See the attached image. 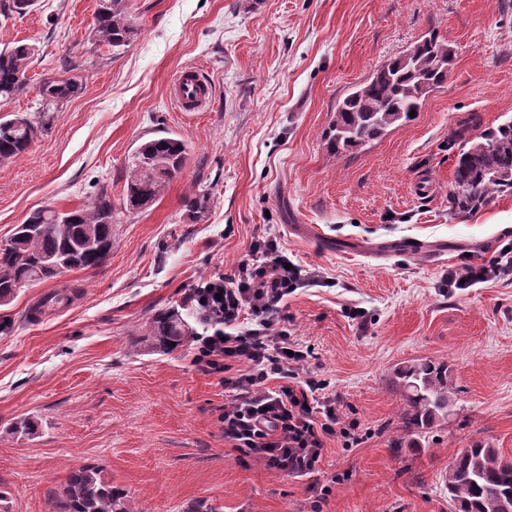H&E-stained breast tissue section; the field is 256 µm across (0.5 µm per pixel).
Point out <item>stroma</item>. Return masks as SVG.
Returning a JSON list of instances; mask_svg holds the SVG:
<instances>
[{
    "label": "stroma",
    "instance_id": "stroma-1",
    "mask_svg": "<svg viewBox=\"0 0 512 512\" xmlns=\"http://www.w3.org/2000/svg\"><path fill=\"white\" fill-rule=\"evenodd\" d=\"M137 29L120 54L90 41L97 0H37L0 17V49L35 44L26 90L0 115L34 113L37 88L74 63L79 93L22 157L0 164V242L39 207L70 210L107 192L144 141L187 144L181 174L146 210L112 228V256L21 288L1 308L0 494L9 512H48L67 472L92 464L136 512H451L442 474L473 442L512 458V270L461 290L449 269L497 263L512 245V195L454 215L455 158L472 130L512 117V0H126ZM455 51L447 81L420 112L341 157L324 142L335 106L426 33ZM185 68L212 85L201 112L178 111ZM475 127V128H476ZM426 178L431 192H416ZM208 190L190 219L185 196ZM271 235L320 272L288 298V331L313 355L298 370L329 383L352 448L327 441L318 473L294 478L238 457L217 417L224 388L192 350L155 351L153 313L200 277L233 274ZM78 290L68 306L31 310ZM448 365L454 411L416 439L401 430L395 371ZM39 424L16 433L22 419ZM329 494H321L322 486Z\"/></svg>",
    "mask_w": 512,
    "mask_h": 512
}]
</instances>
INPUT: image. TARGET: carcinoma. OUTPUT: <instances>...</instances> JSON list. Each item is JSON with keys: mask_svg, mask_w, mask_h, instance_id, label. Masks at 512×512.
I'll list each match as a JSON object with an SVG mask.
<instances>
[{"mask_svg": "<svg viewBox=\"0 0 512 512\" xmlns=\"http://www.w3.org/2000/svg\"><path fill=\"white\" fill-rule=\"evenodd\" d=\"M36 0H0V15H23ZM136 36L123 0H98L92 39L118 51ZM37 47L24 41L0 50V101L12 99L27 87V71ZM451 46L430 33L402 54L380 65L363 84L336 105L335 120L325 134L327 151L340 157L384 137L390 129L410 120L431 92L448 77ZM73 77L46 78L38 87L37 115L0 116V163L24 154L34 139L47 131L56 105L78 93ZM187 161L183 140L160 137L141 143L128 164L123 185L124 210L102 192L90 204L58 211H32L24 223L0 245V306L8 305L24 284L46 281L58 269L97 268L112 255V225L124 212L147 209ZM512 194V118L479 133L457 155L451 210L470 213L495 195ZM206 190L184 200L187 215L195 219L208 208ZM151 347L179 351L196 341L197 332L175 307L155 313L146 330ZM403 396L402 429L420 433L448 417L452 405L448 366L417 360L397 371ZM452 512H504L512 497V458L487 444L475 443L457 454L444 476ZM49 512H135L128 494L105 478L102 469L79 465L70 470L49 498Z\"/></svg>", "mask_w": 512, "mask_h": 512, "instance_id": "cac0c4a2", "label": "carcinoma"}]
</instances>
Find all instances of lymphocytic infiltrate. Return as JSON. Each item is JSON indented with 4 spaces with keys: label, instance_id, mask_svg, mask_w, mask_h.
I'll return each mask as SVG.
<instances>
[{
    "label": "lymphocytic infiltrate",
    "instance_id": "1",
    "mask_svg": "<svg viewBox=\"0 0 512 512\" xmlns=\"http://www.w3.org/2000/svg\"><path fill=\"white\" fill-rule=\"evenodd\" d=\"M250 250L233 275L204 276L187 293L208 328L192 363L218 376L229 398L218 417L225 443L277 473L305 477L317 472L327 441L348 448L359 437L327 396L326 380L295 379L311 352L291 338L285 301L317 275L291 263L274 238L259 237Z\"/></svg>",
    "mask_w": 512,
    "mask_h": 512
}]
</instances>
